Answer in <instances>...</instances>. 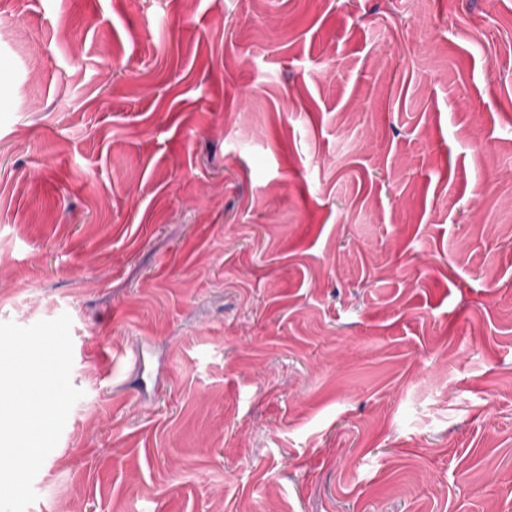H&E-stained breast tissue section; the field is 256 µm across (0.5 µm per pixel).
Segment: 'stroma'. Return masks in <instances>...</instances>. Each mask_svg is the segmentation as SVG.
<instances>
[{
	"label": "stroma",
	"mask_w": 512,
	"mask_h": 512,
	"mask_svg": "<svg viewBox=\"0 0 512 512\" xmlns=\"http://www.w3.org/2000/svg\"><path fill=\"white\" fill-rule=\"evenodd\" d=\"M63 314L26 512H512V0H0V322Z\"/></svg>",
	"instance_id": "35a3bbf8"
}]
</instances>
